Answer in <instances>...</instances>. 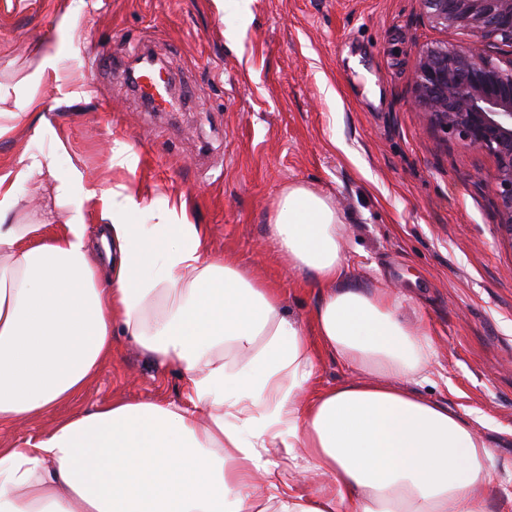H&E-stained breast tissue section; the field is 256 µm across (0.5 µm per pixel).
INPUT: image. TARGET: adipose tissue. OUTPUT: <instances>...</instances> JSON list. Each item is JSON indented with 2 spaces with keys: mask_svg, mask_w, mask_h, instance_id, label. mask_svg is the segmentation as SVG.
<instances>
[{
  "mask_svg": "<svg viewBox=\"0 0 512 512\" xmlns=\"http://www.w3.org/2000/svg\"><path fill=\"white\" fill-rule=\"evenodd\" d=\"M45 175L71 194L49 156L0 174V426L69 401L117 333L175 364L185 391L0 448V512H488V443L419 393L435 358L426 320L387 289L346 286L330 197L285 188L268 219L278 259L321 289L309 331L209 249L182 199L147 224L150 206L119 185L96 243L78 211L14 223L19 179ZM323 352L354 377L317 387Z\"/></svg>",
  "mask_w": 512,
  "mask_h": 512,
  "instance_id": "ef3b65f1",
  "label": "adipose tissue"
}]
</instances>
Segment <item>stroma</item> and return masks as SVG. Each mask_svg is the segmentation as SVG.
<instances>
[{"label":"stroma","mask_w":512,"mask_h":512,"mask_svg":"<svg viewBox=\"0 0 512 512\" xmlns=\"http://www.w3.org/2000/svg\"><path fill=\"white\" fill-rule=\"evenodd\" d=\"M472 40L428 23L419 0H0V172L49 154L77 179L64 198L53 180L20 182L13 219L59 224L78 210L94 237L117 185L157 211L184 198L209 247L278 288L307 326L320 290L277 259L268 218L289 186L330 196L348 280L395 289L426 319L437 357L421 392L472 415L499 477L489 512H512V237L496 160L412 104L422 48ZM141 48L186 77L188 105L151 111L124 78L93 68L100 52ZM47 55L56 67L43 72ZM117 141L133 169L113 166ZM182 393L175 366L118 337L79 394L1 427L0 448L117 397Z\"/></svg>","instance_id":"stroma-1"}]
</instances>
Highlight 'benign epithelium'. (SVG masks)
<instances>
[{
  "mask_svg": "<svg viewBox=\"0 0 512 512\" xmlns=\"http://www.w3.org/2000/svg\"><path fill=\"white\" fill-rule=\"evenodd\" d=\"M422 12L445 30L468 28L505 51L439 42L421 50L414 103L444 133L492 154L500 224L512 236V0H420Z\"/></svg>",
  "mask_w": 512,
  "mask_h": 512,
  "instance_id": "obj_1",
  "label": "benign epithelium"
}]
</instances>
